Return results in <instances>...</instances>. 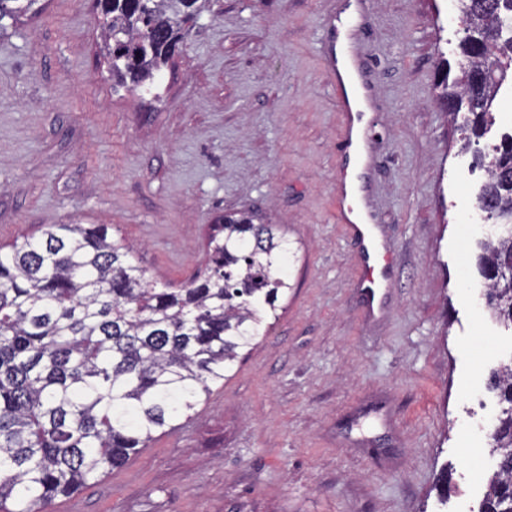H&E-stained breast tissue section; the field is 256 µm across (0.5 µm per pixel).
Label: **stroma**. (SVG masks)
Listing matches in <instances>:
<instances>
[{
	"instance_id": "35a3bbf8",
	"label": "stroma",
	"mask_w": 512,
	"mask_h": 512,
	"mask_svg": "<svg viewBox=\"0 0 512 512\" xmlns=\"http://www.w3.org/2000/svg\"><path fill=\"white\" fill-rule=\"evenodd\" d=\"M449 0H370L372 203L393 253L386 320L362 315L336 219L346 169L326 43L343 0H208L144 91L110 71L94 0H40L0 38V246L106 224L156 287L206 271L209 228L280 225L292 289L258 344L172 431L53 512H480L492 367L512 328L485 307V234L462 224L512 133L504 98L464 148L442 101L462 23Z\"/></svg>"
}]
</instances>
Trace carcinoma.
<instances>
[{
	"label": "carcinoma",
	"instance_id": "cac0c4a2",
	"mask_svg": "<svg viewBox=\"0 0 512 512\" xmlns=\"http://www.w3.org/2000/svg\"><path fill=\"white\" fill-rule=\"evenodd\" d=\"M39 0H0V37ZM112 75L154 83L182 25L204 0H98ZM462 76L445 85L450 114L492 120L512 70V0H461ZM480 207L507 233L483 244L487 306L512 322V135L494 145ZM108 225L49 224L0 252V512H49L176 429L257 343L291 288L288 239L247 213L224 216L207 273L157 288ZM503 403L483 512H512V360L491 372Z\"/></svg>",
	"mask_w": 512,
	"mask_h": 512
}]
</instances>
